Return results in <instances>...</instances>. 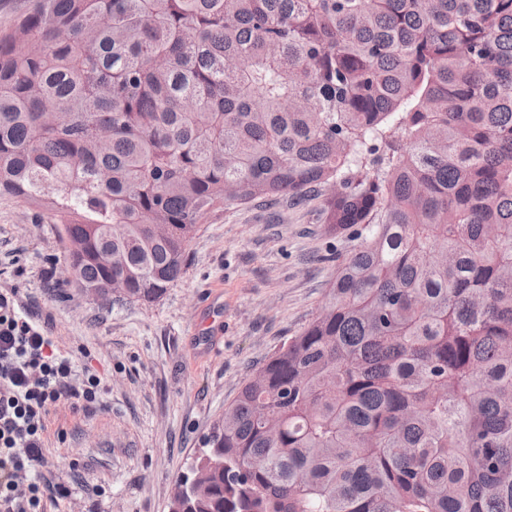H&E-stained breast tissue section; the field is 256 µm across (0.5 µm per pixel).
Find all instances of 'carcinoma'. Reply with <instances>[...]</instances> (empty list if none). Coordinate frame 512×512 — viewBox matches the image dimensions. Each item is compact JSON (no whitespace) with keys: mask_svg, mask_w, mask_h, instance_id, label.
<instances>
[{"mask_svg":"<svg viewBox=\"0 0 512 512\" xmlns=\"http://www.w3.org/2000/svg\"><path fill=\"white\" fill-rule=\"evenodd\" d=\"M323 188L358 244L172 512H512V0H33L0 32V194L81 292L155 302L211 213Z\"/></svg>","mask_w":512,"mask_h":512,"instance_id":"carcinoma-1","label":"carcinoma"}]
</instances>
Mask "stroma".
<instances>
[{"instance_id": "stroma-1", "label": "stroma", "mask_w": 512, "mask_h": 512, "mask_svg": "<svg viewBox=\"0 0 512 512\" xmlns=\"http://www.w3.org/2000/svg\"><path fill=\"white\" fill-rule=\"evenodd\" d=\"M323 193L230 205L201 224L182 278L153 304L103 305L63 284L59 227L0 195V289L69 358L66 383L95 402L53 407L41 479L67 489L48 512H168L179 476L275 349L319 312L356 242Z\"/></svg>"}]
</instances>
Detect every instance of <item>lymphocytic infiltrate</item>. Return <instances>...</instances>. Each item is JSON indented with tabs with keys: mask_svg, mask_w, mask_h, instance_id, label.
Masks as SVG:
<instances>
[{
	"mask_svg": "<svg viewBox=\"0 0 512 512\" xmlns=\"http://www.w3.org/2000/svg\"><path fill=\"white\" fill-rule=\"evenodd\" d=\"M71 363L41 328L17 311L15 291L0 292V512H46L40 470L46 418L72 399Z\"/></svg>",
	"mask_w": 512,
	"mask_h": 512,
	"instance_id": "f902f5d3",
	"label": "lymphocytic infiltrate"
}]
</instances>
